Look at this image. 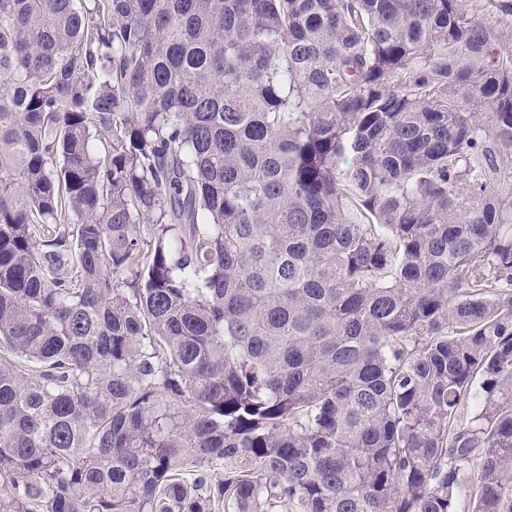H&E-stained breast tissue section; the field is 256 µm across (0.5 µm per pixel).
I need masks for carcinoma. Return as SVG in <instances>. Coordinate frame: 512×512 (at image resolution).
<instances>
[{
  "instance_id": "cac0c4a2",
  "label": "carcinoma",
  "mask_w": 512,
  "mask_h": 512,
  "mask_svg": "<svg viewBox=\"0 0 512 512\" xmlns=\"http://www.w3.org/2000/svg\"><path fill=\"white\" fill-rule=\"evenodd\" d=\"M510 30L0 0V512H512Z\"/></svg>"
}]
</instances>
